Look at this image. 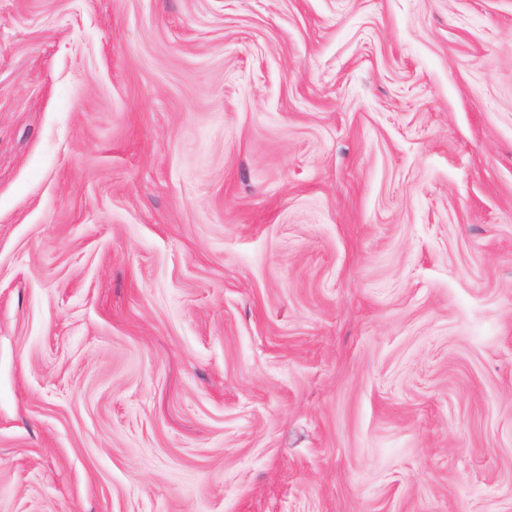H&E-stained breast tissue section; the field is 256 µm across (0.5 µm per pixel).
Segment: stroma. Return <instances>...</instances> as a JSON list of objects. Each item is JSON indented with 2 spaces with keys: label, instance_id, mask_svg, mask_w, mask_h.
<instances>
[{
  "label": "stroma",
  "instance_id": "35a3bbf8",
  "mask_svg": "<svg viewBox=\"0 0 512 512\" xmlns=\"http://www.w3.org/2000/svg\"><path fill=\"white\" fill-rule=\"evenodd\" d=\"M0 512H512V0H0Z\"/></svg>",
  "mask_w": 512,
  "mask_h": 512
}]
</instances>
